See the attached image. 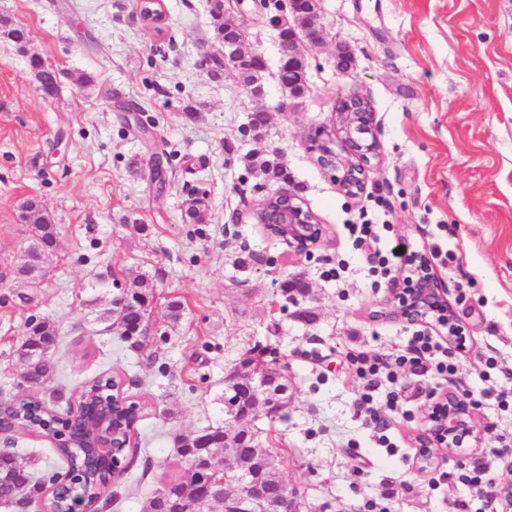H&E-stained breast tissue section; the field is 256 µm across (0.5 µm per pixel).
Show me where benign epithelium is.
I'll use <instances>...</instances> for the list:
<instances>
[{
  "mask_svg": "<svg viewBox=\"0 0 512 512\" xmlns=\"http://www.w3.org/2000/svg\"><path fill=\"white\" fill-rule=\"evenodd\" d=\"M231 30L235 33V40L224 45V64L228 69L235 68L234 55L249 57L242 49L245 40L243 29L234 24ZM36 62L37 67L33 72L37 89L45 96L56 71L39 57ZM333 124L334 132L327 135L319 133L310 138L311 150L316 154L318 166L331 175L339 188L357 197L365 190L367 172L373 167V162L381 160L375 113L367 111L364 99L344 97L337 101ZM266 199H279L283 205L271 210L265 203H260L251 214L254 223L262 225L269 235L284 243L288 249L298 254H309L323 238V225L291 193L274 191L268 193ZM401 267L402 271L415 278L417 288L410 295L400 288L395 289L392 296L379 305L375 316H392L409 324L425 323L430 318L435 328L446 330L448 344H457L458 336L463 334V327L448 307L444 289L427 254L406 252L401 257ZM237 372L240 381L244 382L248 392L253 395V405L246 407L240 399H233L224 408V424L233 426L247 422L260 406L270 413H278L287 407L285 402L264 400L265 392L257 378L258 368L241 365ZM476 409L477 405L469 398L452 390L439 395L428 415L430 426L416 437L417 447L420 448L416 458L418 470L425 472L433 466L437 449L459 448L460 440L476 437ZM72 421L87 436L86 450L90 457L104 461L115 457L114 439L117 434L109 430L107 413L100 412L93 418L76 414ZM252 442L253 438L245 434L243 441L226 448L224 469L221 470L213 460V455L206 451L205 438H200L199 447L185 456L186 463L197 472V478L202 480L199 488L209 493L214 488L230 486L232 494L224 495V512H297L294 497L285 493L268 495L261 486L259 476L238 470V449L249 448ZM54 489L64 499L66 512H89L80 473H73L69 481L54 485ZM489 492L493 502L512 508L511 482L493 484Z\"/></svg>",
  "mask_w": 512,
  "mask_h": 512,
  "instance_id": "7a95c632",
  "label": "benign epithelium"
}]
</instances>
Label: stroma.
Instances as JSON below:
<instances>
[{"instance_id":"1","label":"stroma","mask_w":512,"mask_h":512,"mask_svg":"<svg viewBox=\"0 0 512 512\" xmlns=\"http://www.w3.org/2000/svg\"><path fill=\"white\" fill-rule=\"evenodd\" d=\"M158 26L136 0H0V392L18 391L12 352L27 322L55 323L54 376L36 397L58 413L84 384L109 374L140 407L137 447L101 512H143L156 488L179 478L178 436L224 420V377L264 355L290 387L282 412H259L248 431L275 449L300 512H484L486 498L458 482L487 467L512 481V405L481 400L478 436L416 469L414 438L434 395L455 382L408 375L404 415L380 425L357 413L362 392L349 355L400 354L415 333L372 313L392 281L373 279L347 227L383 225V251L425 252L465 328V388L498 387L488 358L512 366V0H319L321 44L305 45L307 90L286 93L270 12L227 0L224 16L263 56V93L233 73L198 65L219 49L208 0H156ZM350 68L337 69L338 47ZM59 74L43 97L29 66ZM358 96L376 114L381 162L355 198L315 162L308 136L331 128L336 100ZM263 105L260 131L251 113ZM276 158L274 180L253 155ZM207 192L209 220L184 218L191 191ZM298 195L323 224L310 256L289 253L248 218L271 191ZM41 200L57 224L53 272L39 286L12 269L27 235L20 204ZM142 277L153 288L140 348L121 342L100 311ZM301 280L305 292H285ZM181 302L178 322L165 316ZM388 436L391 447L380 446ZM31 459L35 480L68 465L44 439L0 440ZM447 482H439L442 473Z\"/></svg>"}]
</instances>
